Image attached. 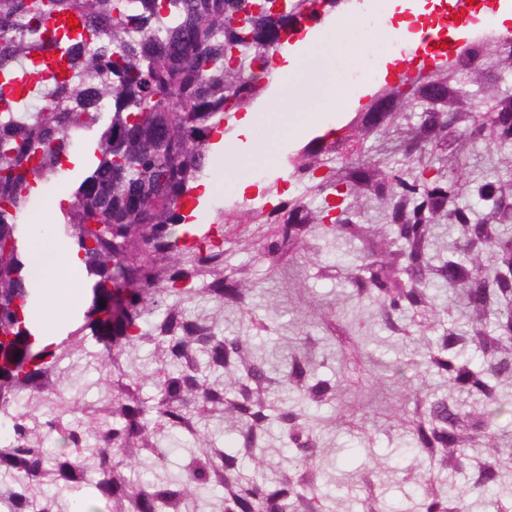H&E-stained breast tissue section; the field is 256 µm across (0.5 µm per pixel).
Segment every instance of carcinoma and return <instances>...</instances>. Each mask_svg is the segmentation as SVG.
Returning a JSON list of instances; mask_svg holds the SVG:
<instances>
[{
  "mask_svg": "<svg viewBox=\"0 0 512 512\" xmlns=\"http://www.w3.org/2000/svg\"><path fill=\"white\" fill-rule=\"evenodd\" d=\"M0 0V336L11 350L0 361V402L22 391L42 392L58 361L29 320L35 287L24 262L20 225L25 223L34 186L63 182L70 197L60 211L57 233L74 247L92 277L87 312L71 335L91 328L112 337L120 351L145 340L158 358L151 380L153 402L140 396L138 381L127 373L112 379L119 395L112 421L93 431L92 455L98 462L97 488L112 499V512H333L329 470L334 459L317 450L320 421L309 405L338 399L339 383L318 376L308 338L288 358L283 379L269 376L247 340L228 339L201 321H188L179 305L163 307L162 295L188 301L195 283L224 264L222 243L203 234L182 249L194 214V184L203 176L213 151L212 137L224 121L262 98L267 84L254 73L266 69L271 51L280 47V29L314 22L336 10V0ZM78 27H68L69 18ZM485 68L461 59L439 66L412 82L431 102L427 123L434 145L454 151L460 134L477 139L492 135L512 148V99H503L486 119L458 106L466 92L448 82L452 69L482 78L492 72L494 55L483 45ZM98 128L85 168L66 176V156L74 136ZM468 181L431 169L400 168L383 172L359 163L346 173L328 172L317 184L336 202L311 211L293 201L268 213L277 228L265 252L275 254L307 231L318 240L333 238L359 248L358 272L351 277L355 295L377 305L386 323L410 310L420 317L417 340L425 350L422 364L446 376L448 383L474 398L467 405L444 396L432 399L412 392L408 366L392 365L380 383L398 388L411 409L388 414L426 454L433 479L423 483L414 512H467L455 483L481 446L475 485L495 512H512V448L499 443L496 420L512 415V199L501 182L474 187L497 220L471 222L458 205ZM367 191L386 202L392 237L380 239L373 225L361 224L351 199ZM447 216L461 222L470 250L488 254L481 266L454 256L429 253L433 222ZM457 288L469 309L467 329H443L435 281ZM218 297H239L242 290L222 280L210 283ZM326 343L335 348L341 379L352 373L360 390L368 376L362 326L348 321L330 325ZM475 346L484 364L463 357ZM222 367L224 385L209 380L208 370ZM294 394L271 399L273 385ZM357 395L336 409V425H359L365 419ZM243 427L244 448L254 459L257 441L275 424L288 439V467L258 478L232 453L214 449L189 456L177 470L150 482L121 477L118 468L163 456L144 437L149 429L198 433L208 413ZM69 451L53 452L29 440L27 416L13 423V442L0 451L17 491L7 498L10 512H50L43 486L59 480L80 489L88 483L82 459L74 450L86 442L84 432L67 428L61 417L47 421ZM359 512L379 508L381 475L360 477Z\"/></svg>",
  "mask_w": 512,
  "mask_h": 512,
  "instance_id": "obj_1",
  "label": "carcinoma"
}]
</instances>
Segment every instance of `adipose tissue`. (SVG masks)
<instances>
[{"label":"adipose tissue","instance_id":"adipose-tissue-1","mask_svg":"<svg viewBox=\"0 0 512 512\" xmlns=\"http://www.w3.org/2000/svg\"><path fill=\"white\" fill-rule=\"evenodd\" d=\"M300 47L301 55L277 56L270 80L302 103V110L280 117L278 103L273 100L264 113H246L239 121V141L223 144L213 156L207 176L199 181L197 191L201 198L260 194L264 188L260 175L275 166L278 145L301 139L314 130L329 129L335 112L352 97V90L337 73V65L360 51L353 17L338 14L317 32L306 33ZM309 57L323 62L320 78L314 84L307 82L304 73ZM263 123L268 126V137L260 142L254 139L253 131ZM24 259L32 281L43 293L44 323H57L84 309L89 290L85 266L51 231L33 233Z\"/></svg>","mask_w":512,"mask_h":512}]
</instances>
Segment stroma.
Listing matches in <instances>:
<instances>
[{
    "mask_svg": "<svg viewBox=\"0 0 512 512\" xmlns=\"http://www.w3.org/2000/svg\"><path fill=\"white\" fill-rule=\"evenodd\" d=\"M383 86L380 80L356 86L350 105L337 125L327 131L330 141L343 132L349 135L348 151L332 160V167L359 161L387 170L407 158L413 166L430 165L477 183L512 174V148L502 149L492 140H464L458 152L442 154L434 149L430 139L423 138L417 141L412 155H404L402 143L421 122L422 108L416 103L399 112L385 134L365 137L355 117ZM305 145L302 139L281 145L276 167L263 176L268 193L252 199V206L269 211L285 195L301 200L313 210L323 206L325 196L311 181L290 183L281 176L282 171L291 170L292 159ZM198 221L206 226L221 225L224 275L243 288L244 294L239 302L226 303L202 291L185 303V313L189 318L212 324L218 335L254 336L256 344L268 355L271 376L278 378L285 373V355L301 344L305 336H323L320 316L324 313L336 322L350 318L360 322L369 338L368 352L377 366L420 361L416 344L404 336L405 330L412 327V313H404L392 328L379 317L371 301L353 295L349 279L359 263L357 244L339 246L335 241L315 240L306 235L291 251L271 258L264 255L262 244L274 232V225L225 221L224 203L220 200L207 202ZM108 351L106 341L91 335L73 341L54 370L51 390L26 393L9 403L10 412L28 413L32 443L47 444L44 420L60 398L76 404L77 410L70 418L80 429L100 426L101 409L112 401V374L106 366ZM394 400L392 389L372 390L366 406L367 420L360 428L335 426L336 406L332 403L311 407L310 412L322 421L319 445L333 449L338 474L375 470L381 460H388L387 504L397 512H407L417 499L413 480L426 475L427 463L415 453L398 455V448L406 444L405 436L400 430L390 429L388 421L378 418V409ZM160 445L166 450L162 465L146 469L135 465L126 469V476L133 480L152 478L162 469L176 468L188 452L202 448L235 451L242 446V427L217 414L209 418L207 428L197 436L173 434L161 440Z\"/></svg>",
    "mask_w": 512,
    "mask_h": 512,
    "instance_id": "obj_1",
    "label": "stroma"
}]
</instances>
